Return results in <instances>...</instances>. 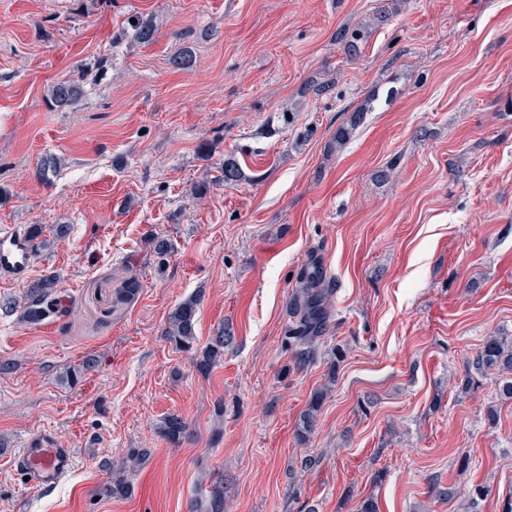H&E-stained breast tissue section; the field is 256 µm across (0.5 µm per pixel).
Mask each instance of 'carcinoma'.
I'll return each mask as SVG.
<instances>
[{
  "mask_svg": "<svg viewBox=\"0 0 512 512\" xmlns=\"http://www.w3.org/2000/svg\"><path fill=\"white\" fill-rule=\"evenodd\" d=\"M130 30L141 44L154 42L157 29L151 21L136 18L130 24ZM84 77L66 78L49 90L48 99L56 109H65L77 104L83 96ZM369 111V105L362 104L352 111L349 123L336 129V146L341 147L349 139L360 114ZM224 185L233 186L244 178V171L238 160L229 156L222 166ZM153 253L159 263L163 264L172 253L173 247L169 239L156 236L152 239ZM56 274H46L29 284L25 295L20 301L0 304V313L11 315L19 313L22 320H35L39 317L50 320L63 312L64 307L58 298ZM335 289L332 288L324 268L317 261H310L303 266L297 278V285L288 302V324L282 342L290 353L294 365L305 367L317 358L319 342L323 338L330 322L332 302ZM200 297L191 296L181 301L169 313L168 324L164 335L176 349L189 352L196 344V313ZM234 336L221 332L211 343L198 352L196 361L200 373L206 374L220 362L224 349L232 344ZM472 366L479 372L497 369L501 372H512V345L506 344L493 336L486 340L477 352ZM330 391V385L318 388L310 397L306 408L299 415L296 434L300 441L305 442L315 430L319 412ZM184 419L178 415L166 418L161 431L169 440L180 438L186 431ZM200 512H224V476L212 481L208 500Z\"/></svg>",
  "mask_w": 512,
  "mask_h": 512,
  "instance_id": "1",
  "label": "carcinoma"
}]
</instances>
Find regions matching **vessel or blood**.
Returning a JSON list of instances; mask_svg holds the SVG:
<instances>
[{"label": "vessel or blood", "mask_w": 512, "mask_h": 512, "mask_svg": "<svg viewBox=\"0 0 512 512\" xmlns=\"http://www.w3.org/2000/svg\"><path fill=\"white\" fill-rule=\"evenodd\" d=\"M30 246L12 229L0 230V274L15 277L29 264ZM75 453L62 448L53 430L45 429L26 439L13 454V463L27 477L30 486L41 490L59 483L72 469Z\"/></svg>", "instance_id": "b4317fda"}]
</instances>
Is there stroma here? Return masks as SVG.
<instances>
[{
  "mask_svg": "<svg viewBox=\"0 0 512 512\" xmlns=\"http://www.w3.org/2000/svg\"><path fill=\"white\" fill-rule=\"evenodd\" d=\"M132 15L152 44L125 33ZM185 49L192 68L174 70ZM78 69L84 97L50 108ZM49 154L64 164L45 181ZM33 224L49 244L0 300L55 272L66 313L45 329L0 317V512H192L217 475L224 512L512 503V399L471 367L489 337L512 344V0H0V227ZM156 234L174 246L163 265ZM312 259L336 293L296 369L281 336ZM131 277L140 292L118 301ZM198 292V348L235 336L204 375L163 333ZM170 414L188 424L175 442ZM44 429L76 461L35 491L10 460ZM135 448L150 451L137 471L102 469ZM115 483L127 493L105 494ZM329 391V384H324L322 387L318 388L310 397L306 408L299 415L296 425V434L300 441H307L314 432L319 412Z\"/></svg>",
  "mask_w": 512,
  "mask_h": 512,
  "instance_id": "stroma-1",
  "label": "stroma"
}]
</instances>
